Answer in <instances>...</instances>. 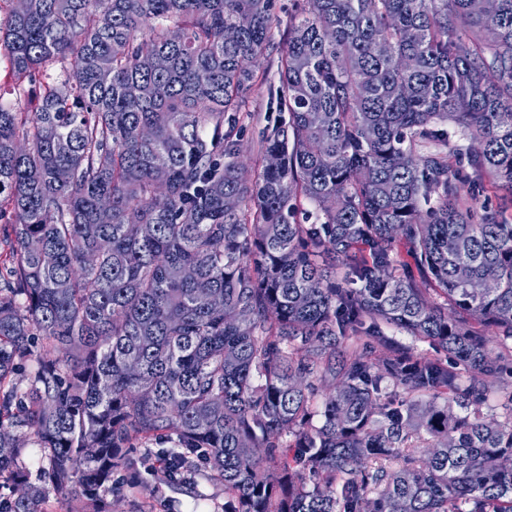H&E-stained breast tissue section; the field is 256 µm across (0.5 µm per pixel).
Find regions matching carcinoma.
I'll return each instance as SVG.
<instances>
[{
	"label": "carcinoma",
	"mask_w": 512,
	"mask_h": 512,
	"mask_svg": "<svg viewBox=\"0 0 512 512\" xmlns=\"http://www.w3.org/2000/svg\"><path fill=\"white\" fill-rule=\"evenodd\" d=\"M273 2L25 0L0 17L36 101L0 102V512H41L49 490L112 512L140 441L168 482L204 468L229 512H512V389L489 383L512 356V222L480 203L487 183L512 191V0H296L288 118L250 187L237 113ZM360 333L386 354L336 362ZM496 389L502 420L482 411ZM414 440L432 452L399 456ZM385 333L392 342L407 350L414 356L441 359L443 362L449 363L448 353L433 346L427 341L415 340L411 336H407L405 333H401L394 329H386Z\"/></svg>",
	"instance_id": "1"
}]
</instances>
